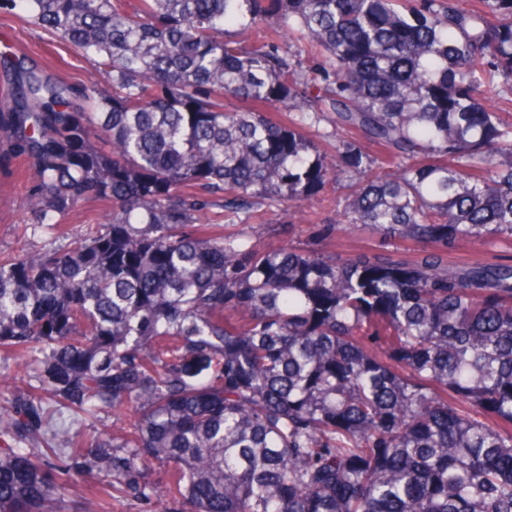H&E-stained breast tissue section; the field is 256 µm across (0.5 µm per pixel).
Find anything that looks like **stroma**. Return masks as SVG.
<instances>
[{"mask_svg": "<svg viewBox=\"0 0 512 512\" xmlns=\"http://www.w3.org/2000/svg\"><path fill=\"white\" fill-rule=\"evenodd\" d=\"M10 52L37 64L46 73L71 88H79L100 75L92 64L64 46L53 42L40 28L21 17L0 14V53ZM29 165L21 159L0 163V254H17L41 246L40 237L27 233L26 176ZM351 191L347 182H332L303 209L270 211L261 206L247 215L227 218L222 202H210L201 213L205 224H220L228 236L248 237L253 227L263 224L267 230L257 239L259 248H317L343 256L360 250L409 257L420 245L413 241H388L372 230L360 227L354 232L326 234L325 227L334 223L338 210L347 204ZM452 262L512 263V238L489 234L482 240L457 245L448 252Z\"/></svg>", "mask_w": 512, "mask_h": 512, "instance_id": "stroma-1", "label": "stroma"}]
</instances>
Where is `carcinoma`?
Masks as SVG:
<instances>
[{"instance_id":"obj_1","label":"carcinoma","mask_w":512,"mask_h":512,"mask_svg":"<svg viewBox=\"0 0 512 512\" xmlns=\"http://www.w3.org/2000/svg\"><path fill=\"white\" fill-rule=\"evenodd\" d=\"M0 0L108 75L78 90L22 58L0 99L31 161L0 257V512H512V0ZM233 25L247 40L226 33ZM298 32L322 60L303 70ZM349 135L327 155L305 122ZM377 145L395 166L375 165ZM403 259L261 250L200 223L211 198L300 206L332 179ZM112 206L67 245L80 205ZM102 410L118 429L57 427ZM161 469L165 481L154 479ZM449 262H502L512 263V238L487 234L476 242L460 243L448 250Z\"/></svg>"}]
</instances>
